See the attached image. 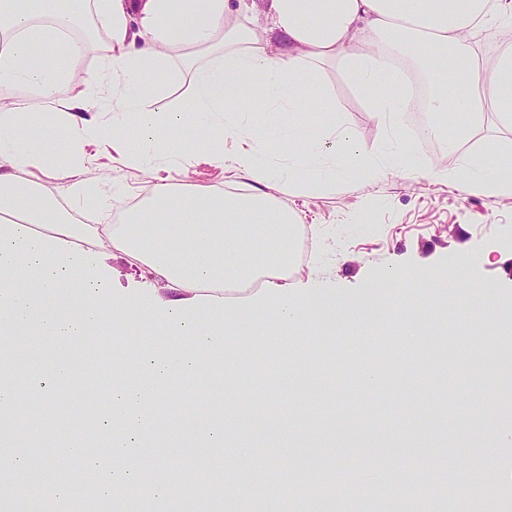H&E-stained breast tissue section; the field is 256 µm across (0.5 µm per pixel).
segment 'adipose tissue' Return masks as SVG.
Instances as JSON below:
<instances>
[{
  "instance_id": "adipose-tissue-1",
  "label": "adipose tissue",
  "mask_w": 512,
  "mask_h": 512,
  "mask_svg": "<svg viewBox=\"0 0 512 512\" xmlns=\"http://www.w3.org/2000/svg\"><path fill=\"white\" fill-rule=\"evenodd\" d=\"M270 9L272 26L259 31L246 0H0V409L15 408L22 386L38 400L59 393L76 370L62 355L48 373L23 374L15 358L28 351L29 336L77 348L108 320L131 329L138 338L133 376L113 382L111 410L97 423L109 438V472L81 443L71 445L80 466L101 475L103 512H126L135 488L186 505L203 497L182 477L147 483L140 460L145 436L156 430L150 408L162 386L198 378L227 333L257 350L263 323L285 332L314 322L330 335L372 322L387 304L388 273L351 299L330 288L268 286L234 298L222 289L242 273L267 278L291 265L298 217L277 209L271 191L327 190L333 181L320 173L322 156L353 165L369 157L342 115L320 134H301L297 113L322 95L311 81L314 65L339 64L367 91L373 118L393 133L412 103L397 94L402 74L391 61L410 50L438 84L423 106L433 117L429 137L454 153L486 125L512 131V49L485 65L486 38H512V0H271ZM82 22L108 33L107 73L81 65L88 44L72 32ZM177 63L192 73L180 105L159 85ZM97 112L113 118L95 121ZM217 112L224 115L218 128L211 121ZM441 116L456 136L446 137ZM189 128L219 131L211 160L230 164L261 191L178 189L161 179L124 223L109 224L112 189L79 151L105 142L131 169L152 171L163 158L178 166L187 154L176 136ZM229 138L240 148L228 159L220 142ZM275 138L292 145L287 165L269 158ZM464 168L467 191L512 196L511 167L491 171L469 157ZM47 178L58 184L55 197L42 191ZM84 213L98 223H79ZM162 213L183 221L159 223ZM112 252L135 258L176 300L156 308L118 297L94 269L97 254ZM397 277L428 312L480 304L499 332H512V307L499 303L493 285L471 279L465 260ZM511 414L512 405L496 399L463 402L448 431L464 437L490 416ZM27 435L0 422L11 473L0 479V512H12L24 493L20 477L31 464L19 441Z\"/></svg>"
}]
</instances>
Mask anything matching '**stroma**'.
Segmentation results:
<instances>
[{
  "label": "stroma",
  "instance_id": "1",
  "mask_svg": "<svg viewBox=\"0 0 512 512\" xmlns=\"http://www.w3.org/2000/svg\"><path fill=\"white\" fill-rule=\"evenodd\" d=\"M316 76L328 92L301 112L302 131L313 133L333 111L341 110L357 141L379 152L385 132L368 111L363 95L337 65L323 66ZM399 141L407 146L401 171L378 176L369 166H348L337 171L335 188L325 192L277 193V207L298 213L319 243L309 261L288 270V284L332 288L352 298L389 271L440 269L463 256L471 278L494 282L502 301L512 305V197L468 194L448 181L423 177L419 162L429 157L430 148L413 138L407 123ZM511 148L512 135L490 125L463 146L464 153L479 157L490 170ZM88 152L87 163L97 177L122 189L112 205L116 222L124 219L133 202L148 196L155 176L180 188L205 186L241 194L254 189L240 173L202 159L185 169L164 167L151 175L124 167L111 147L92 146ZM97 264L111 271L112 287L122 298L157 307L168 302V294L155 292L151 275L132 258L101 253ZM420 328L436 345L428 355L430 367L424 377L405 374L397 388L367 390L350 385L349 360L397 347ZM292 334V343L272 341L264 352L238 353L231 359L254 372L256 383L238 389L226 382L224 365L229 359L219 353L210 357L206 375L162 388L159 413L166 421L179 423L172 436L183 446L174 458L148 447L142 462L147 481L161 482L175 473L196 478L201 460L206 459L214 477L237 469L280 485L282 473L300 470L310 460V441L304 432L310 423L335 435L336 454L319 468L326 480L324 498L336 497L334 476L367 473L387 457L400 477L392 512H412L415 486L432 479L446 482L449 490L435 499L434 512H455V492L463 485L481 489L473 512H512V418L488 420L464 438L435 435L439 425L454 417L455 401L448 396L445 374L448 366L456 368L460 400L480 403L494 396L512 397L497 379L498 374L512 373V336L500 334L481 310L445 309L417 325L401 319L386 327L371 323L344 331L339 338L323 336L311 324L299 325ZM308 359L321 360L320 375L307 373ZM295 377L302 378L301 387H292ZM407 406L415 420L404 432L400 420ZM221 411L240 413L239 435L253 448L248 457H240L233 447L196 448L185 440L183 425L207 424ZM77 415L74 408L60 412L51 400L30 414L34 442L23 450L31 453L32 448H40V455L33 458L35 468H76L69 442L86 435L74 424ZM487 445L493 446L492 454H483Z\"/></svg>",
  "mask_w": 512,
  "mask_h": 512
}]
</instances>
